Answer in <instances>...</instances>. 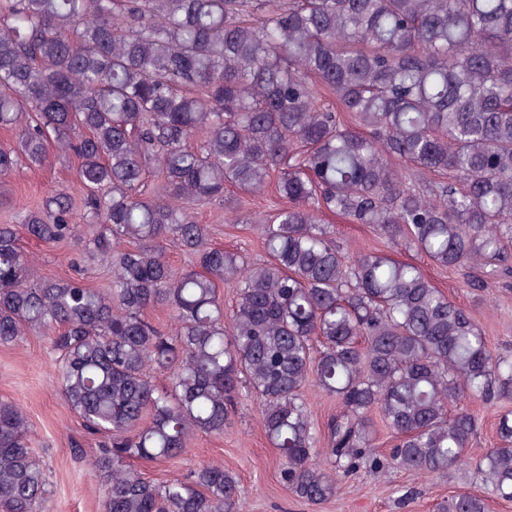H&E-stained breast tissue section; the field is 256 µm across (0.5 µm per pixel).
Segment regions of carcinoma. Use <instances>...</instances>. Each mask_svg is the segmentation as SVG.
<instances>
[{
	"label": "carcinoma",
	"mask_w": 512,
	"mask_h": 512,
	"mask_svg": "<svg viewBox=\"0 0 512 512\" xmlns=\"http://www.w3.org/2000/svg\"><path fill=\"white\" fill-rule=\"evenodd\" d=\"M0 176L48 147L77 159L67 191L0 224V346L49 337L65 403L88 434L101 512H241L238 482L204 464L161 483L131 466L221 435L243 394L300 500L393 463L433 477L461 466L512 500V413L479 457L468 402L512 386L472 314L417 264L348 257L327 214L365 224L483 292L512 271V0H0ZM154 170L157 198L141 193ZM265 258L211 243L193 204L270 182ZM74 246L76 275L38 273L19 233ZM174 246L192 258L176 271ZM85 265L106 269L103 288ZM233 289L224 310L220 288ZM175 316L167 330L149 310ZM169 375L159 387L152 377ZM314 385L339 412L316 429ZM396 437L374 449L375 423ZM26 413L0 399V512H41L46 471ZM457 494L443 512H486Z\"/></svg>",
	"instance_id": "1"
}]
</instances>
